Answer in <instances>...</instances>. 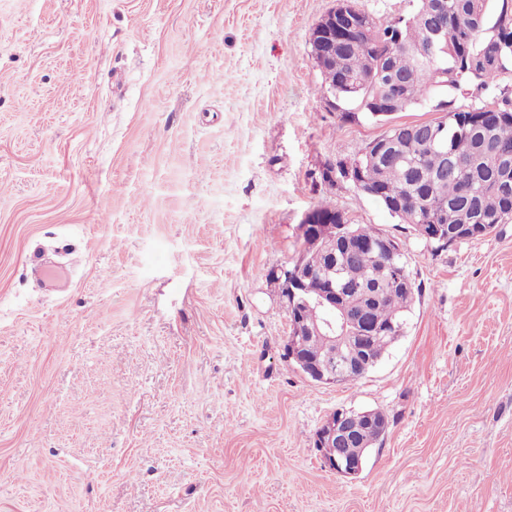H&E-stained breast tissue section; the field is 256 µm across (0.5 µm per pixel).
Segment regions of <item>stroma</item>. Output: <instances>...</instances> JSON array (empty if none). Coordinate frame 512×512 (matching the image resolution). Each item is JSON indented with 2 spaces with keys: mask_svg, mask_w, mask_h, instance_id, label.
<instances>
[{
  "mask_svg": "<svg viewBox=\"0 0 512 512\" xmlns=\"http://www.w3.org/2000/svg\"><path fill=\"white\" fill-rule=\"evenodd\" d=\"M333 5L0 0V512H512V223L441 248L322 182L387 129L326 101ZM326 205L416 288L337 385L269 279ZM341 408L389 421L354 477L314 446Z\"/></svg>",
  "mask_w": 512,
  "mask_h": 512,
  "instance_id": "35a3bbf8",
  "label": "stroma"
}]
</instances>
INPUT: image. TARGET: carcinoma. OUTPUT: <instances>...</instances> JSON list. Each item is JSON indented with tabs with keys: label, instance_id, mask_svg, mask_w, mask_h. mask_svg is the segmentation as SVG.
<instances>
[{
	"label": "carcinoma",
	"instance_id": "carcinoma-1",
	"mask_svg": "<svg viewBox=\"0 0 512 512\" xmlns=\"http://www.w3.org/2000/svg\"><path fill=\"white\" fill-rule=\"evenodd\" d=\"M436 8V53L418 58L413 47L423 38L421 20ZM367 40L362 49L343 47L336 63L321 70L324 87L336 90L340 119L385 121L381 104L394 102L392 112L438 99L439 119L413 123L414 133H401L394 144L374 158L360 148L357 159L363 170V192L391 216L418 215L420 224H447L448 238L433 242L447 247L458 241L452 230L468 225L478 235L486 224L512 222V164L498 162L490 146L512 155V96L471 106L452 107L440 98L446 91L473 86L486 90L500 75L512 71V0H500L492 11L491 0H418L416 11L397 25L373 30L369 15L358 11L355 31L347 40ZM336 260L342 276L352 286L374 291L381 266L375 254L357 253ZM330 256L312 250L306 258L311 277L306 287L319 288L329 268ZM414 299V289L383 293L373 302L361 297L351 306L355 314L369 306L371 318L387 326L386 334L367 341L368 351L383 356L401 336L404 314ZM290 315L313 323L318 308L304 302Z\"/></svg>",
	"mask_w": 512,
	"mask_h": 512
}]
</instances>
